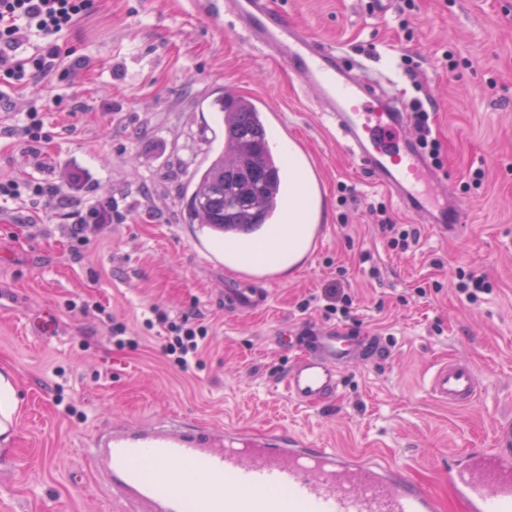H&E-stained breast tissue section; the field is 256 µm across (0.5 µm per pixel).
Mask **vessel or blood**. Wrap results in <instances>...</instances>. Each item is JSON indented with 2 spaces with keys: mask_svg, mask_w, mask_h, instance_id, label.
<instances>
[{
  "mask_svg": "<svg viewBox=\"0 0 512 512\" xmlns=\"http://www.w3.org/2000/svg\"><path fill=\"white\" fill-rule=\"evenodd\" d=\"M214 22L230 19L250 42L280 63L313 92L333 120L353 159L378 184L395 194L415 221L443 235L461 231L465 210L452 202L431 206L425 184L445 178L401 131L411 122L408 104L382 96L375 80L347 61L341 50L305 33L276 0H209ZM304 212V245L320 243L317 188L295 185L284 203L279 229ZM267 303L263 288H238L224 298L227 314L258 311ZM364 342L336 329L309 327L301 350L284 373L285 394L303 406L334 398L340 367ZM428 392L445 404L473 403L478 380L471 365L445 361L435 366ZM124 512H439L435 495L393 464L321 448L284 431L261 437L213 422L187 418L135 428L100 430L85 450ZM210 478L199 493L177 483L174 472ZM449 489L466 512H512V423L495 430L494 448H474L452 458L444 472Z\"/></svg>",
  "mask_w": 512,
  "mask_h": 512,
  "instance_id": "obj_1",
  "label": "vessel or blood"
}]
</instances>
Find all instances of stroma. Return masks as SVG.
I'll return each instance as SVG.
<instances>
[{"label":"stroma","mask_w":512,"mask_h":512,"mask_svg":"<svg viewBox=\"0 0 512 512\" xmlns=\"http://www.w3.org/2000/svg\"><path fill=\"white\" fill-rule=\"evenodd\" d=\"M288 16L350 59L385 67L406 100L433 112L451 197L471 223L454 239L419 225L408 252L388 248L370 203L393 220L410 215L355 164L333 124L282 66L216 25L196 0H95L62 42V81L33 93L0 86V179L54 183L71 177L83 204L111 199L117 217L81 246L44 200H0V369L18 410L0 446V512H113L112 498L83 450L102 427L171 417L228 423L260 434L277 427L314 444L384 456L461 512L442 478L459 452L492 445L512 417V0H278ZM230 88L279 110L321 177L322 238L315 252L268 283L260 311L224 313V291L242 270L212 259L209 235L181 205L193 169L224 143L218 115L202 100ZM37 96L46 140L16 127ZM481 182H473L474 170ZM358 203L340 205L342 189ZM347 222H340V215ZM379 278H370L369 265ZM491 287L469 304L460 271ZM342 285L356 310L326 317L318 298ZM425 296H417V288ZM208 329L199 369L182 372L162 352L150 307ZM51 321L43 335L39 325ZM311 321L347 335L379 337L387 359L355 358L334 401L300 406L276 380L294 357L281 334ZM129 342L112 343L113 323ZM470 363L477 400L432 399L435 365Z\"/></svg>","instance_id":"obj_1"}]
</instances>
